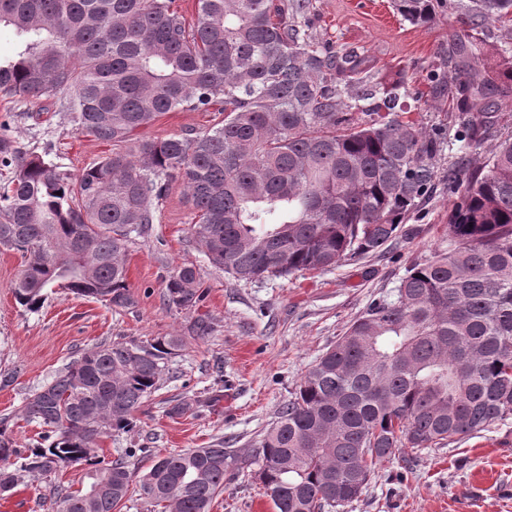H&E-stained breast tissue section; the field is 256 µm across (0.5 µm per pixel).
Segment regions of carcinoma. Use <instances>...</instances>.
Returning <instances> with one entry per match:
<instances>
[{
    "mask_svg": "<svg viewBox=\"0 0 512 512\" xmlns=\"http://www.w3.org/2000/svg\"><path fill=\"white\" fill-rule=\"evenodd\" d=\"M403 19L459 11L433 97L457 113L459 157L443 177L455 197L448 249L406 269L312 365L252 464L274 512H333L378 464L480 433L512 416V137L497 138L512 102V0H394ZM309 0H0L20 39L0 60V92L63 104L75 129L112 153L74 174L0 135V248L26 265L16 302L38 310L59 288L118 309L133 305L124 256L146 234L173 182L194 210L197 250L238 281L286 279L385 253L435 186L446 135L406 116L404 81L387 82L354 51L312 32ZM502 43L498 71L477 64L486 24ZM219 112L194 135L141 130L168 112ZM196 272L168 276V308L201 301ZM181 339L100 344L30 395L19 416L41 429L23 456L0 419V495L72 465L85 487H51L59 512H119L131 500L126 448L99 441L135 426ZM219 438L156 454L139 477L161 512H209L233 478Z\"/></svg>",
    "mask_w": 512,
    "mask_h": 512,
    "instance_id": "obj_1",
    "label": "carcinoma"
}]
</instances>
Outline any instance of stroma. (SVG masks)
I'll list each match as a JSON object with an SVG mask.
<instances>
[{"instance_id":"stroma-1","label":"stroma","mask_w":512,"mask_h":512,"mask_svg":"<svg viewBox=\"0 0 512 512\" xmlns=\"http://www.w3.org/2000/svg\"><path fill=\"white\" fill-rule=\"evenodd\" d=\"M315 35L335 50L368 57L373 71L405 77L412 119L431 129L451 118L447 102L425 104L433 80L451 81L444 59L451 36L464 27L460 13L439 10L427 25L404 20L392 0H311ZM214 112H169L143 129L148 139L205 130ZM0 132L25 148L79 173L109 152L107 145L74 129L60 100L22 104L0 96ZM447 193L432 196L406 221L414 235L396 240L385 254L346 260L327 271L285 279L243 282L215 268L192 244L193 214L183 187L173 183L144 236L127 249L132 306L105 303L55 290L39 311L18 305L12 285L25 262L0 251V417L15 416L36 389L83 352L102 342H141L178 336L182 345L162 388L144 400L136 425L103 439L105 456L124 448L165 453L202 448L214 439L245 461L255 454L258 435L274 422L308 368L333 345L375 299L386 296L416 261L448 247ZM178 266L195 268L205 298L176 311L164 302L166 278ZM210 325L197 336L198 319ZM223 399L206 405L212 392ZM191 407L175 415L171 409ZM48 480L25 481L0 512H56ZM210 512H273L250 469H241L213 502ZM342 512H512V418L450 445L421 451L377 466L360 498Z\"/></svg>"}]
</instances>
